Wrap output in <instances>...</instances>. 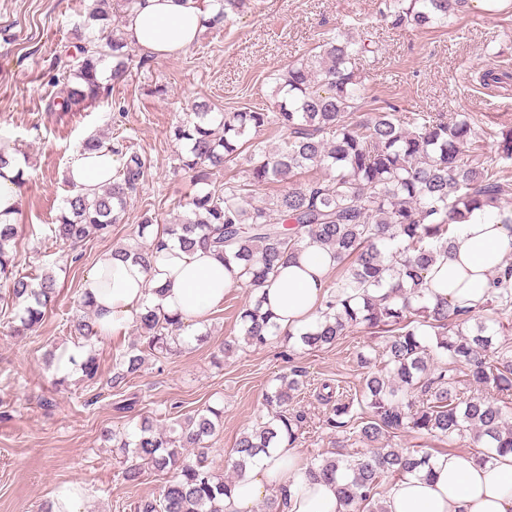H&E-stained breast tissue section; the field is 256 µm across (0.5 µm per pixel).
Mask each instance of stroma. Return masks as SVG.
I'll return each instance as SVG.
<instances>
[{"mask_svg": "<svg viewBox=\"0 0 512 512\" xmlns=\"http://www.w3.org/2000/svg\"><path fill=\"white\" fill-rule=\"evenodd\" d=\"M90 0H0V142L25 158L20 185L15 270L53 273L59 296L26 339L0 334V512H43L57 489L81 485L84 512H130L133 501L158 497L163 476L148 474L135 486L122 480L110 437L143 417L160 427L209 405L223 407L222 425L208 441L212 468L227 473L236 439L266 420L263 394L281 375L301 371L305 381L293 409L303 417L294 446L306 460L340 451L364 452L349 431L326 424L322 383L349 395L379 367L384 338L365 328L334 346L290 348L282 338L222 354L225 339L239 335L237 314L246 301L235 288L200 326H186L190 347L162 358L147 357L124 387H110L115 363L137 335L135 327L95 341L101 381L87 387L80 375L59 373L49 351L72 346L69 321L82 316V282L98 257L138 242L143 217L165 225L183 218L201 187L180 169L182 145L170 129L189 118L192 103L214 111L272 109L275 79L314 46L320 32L345 26L366 33L379 47L364 64L362 111L396 105L403 112L460 113L487 131L512 128V90L481 87L479 72L512 73V0L486 12L468 5L435 29L391 28L376 0H252L247 12L230 15L223 28L207 29L175 57L153 58L121 79L106 81L100 99L76 112H52L63 95L53 74L71 59ZM99 135L124 154L146 162L122 223L86 239L77 249L55 243V224L71 192L66 165L71 151ZM222 361H215V354ZM369 356L360 363L359 354Z\"/></svg>", "mask_w": 512, "mask_h": 512, "instance_id": "obj_1", "label": "stroma"}]
</instances>
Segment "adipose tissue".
<instances>
[{
    "label": "adipose tissue",
    "instance_id": "adipose-tissue-1",
    "mask_svg": "<svg viewBox=\"0 0 512 512\" xmlns=\"http://www.w3.org/2000/svg\"><path fill=\"white\" fill-rule=\"evenodd\" d=\"M208 0H139L124 27L127 41L148 55L174 57L198 38L212 10ZM117 158L110 149L73 150L67 161L71 183L92 193L111 185ZM512 262V226L496 210L474 211L458 224L447 254L426 274L429 301L472 306L490 290L491 273ZM329 257L312 248L281 267L266 286V308L281 327L314 321L327 293ZM238 268L212 252L172 244L151 265L104 252L85 276L83 290L94 299L96 326L111 335L140 313L159 309L184 322H203L223 305L236 285ZM295 449L280 445L262 457L224 500V512H253L271 489L290 492L287 512H344L335 484L306 480ZM387 512H512V453L480 463L474 457L441 453L431 475H406L388 486Z\"/></svg>",
    "mask_w": 512,
    "mask_h": 512
}]
</instances>
